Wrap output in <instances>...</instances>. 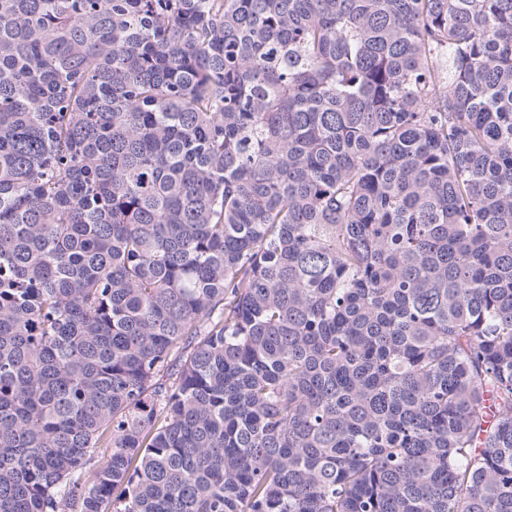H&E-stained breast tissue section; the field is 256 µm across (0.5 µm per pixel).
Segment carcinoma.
<instances>
[{
  "instance_id": "1",
  "label": "carcinoma",
  "mask_w": 512,
  "mask_h": 512,
  "mask_svg": "<svg viewBox=\"0 0 512 512\" xmlns=\"http://www.w3.org/2000/svg\"><path fill=\"white\" fill-rule=\"evenodd\" d=\"M0 512H512V0H0Z\"/></svg>"
}]
</instances>
